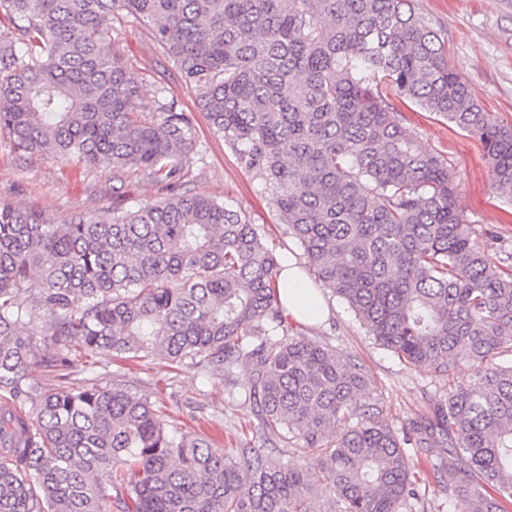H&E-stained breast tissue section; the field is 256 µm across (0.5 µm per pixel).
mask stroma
Listing matches in <instances>:
<instances>
[{
    "mask_svg": "<svg viewBox=\"0 0 512 512\" xmlns=\"http://www.w3.org/2000/svg\"><path fill=\"white\" fill-rule=\"evenodd\" d=\"M414 6L447 38L456 67L471 82L484 108L512 123V0H415ZM118 29L117 46L132 66L141 111L158 115L160 100H172L195 126L198 154L188 184L191 193L245 212L277 256L302 257L300 243L282 224L261 179L213 133L195 104L193 91L156 45L148 25L125 15ZM391 102L417 132L421 146L455 166L458 201L475 228L494 226L511 241L512 202L493 189L480 143L407 99L395 96ZM160 197L158 186L134 176L117 185L108 163L88 166L59 156L50 146L34 155L16 153L0 135V202L36 209L54 223L65 224L112 205L134 210ZM322 296L330 314L322 323L306 326L308 338L363 365L370 379L367 394L381 399L394 428L426 410L430 399L447 394V379L404 364L374 344L330 290H323ZM244 378L240 369L227 379L160 359L97 362L78 349L71 351L66 367H39L33 372L34 382L53 390L85 382L125 381L156 403L167 429L205 439L215 448L238 447L240 440L252 438L258 429V420L241 392Z\"/></svg>",
    "mask_w": 512,
    "mask_h": 512,
    "instance_id": "1",
    "label": "stroma"
}]
</instances>
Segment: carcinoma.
<instances>
[{
	"mask_svg": "<svg viewBox=\"0 0 512 512\" xmlns=\"http://www.w3.org/2000/svg\"><path fill=\"white\" fill-rule=\"evenodd\" d=\"M123 12L152 25L213 132L263 181L314 281L377 345L450 380L466 366L469 383L400 431L361 401L363 367L284 315L258 225L186 190L192 120L173 101L158 120L138 110L116 47ZM0 25L11 149L51 144L164 193L67 224L0 203V387L25 395L32 426L0 410V512H313L323 494L335 512H416L428 473L415 459L432 448L452 512H508L512 244L471 224L455 167L421 149L381 86L478 140L508 200L512 125L483 109L412 0H0ZM40 313L95 358L244 370L260 437L300 461L170 433L121 383L39 386L34 367L68 362L38 353Z\"/></svg>",
	"mask_w": 512,
	"mask_h": 512,
	"instance_id": "obj_1",
	"label": "carcinoma"
}]
</instances>
